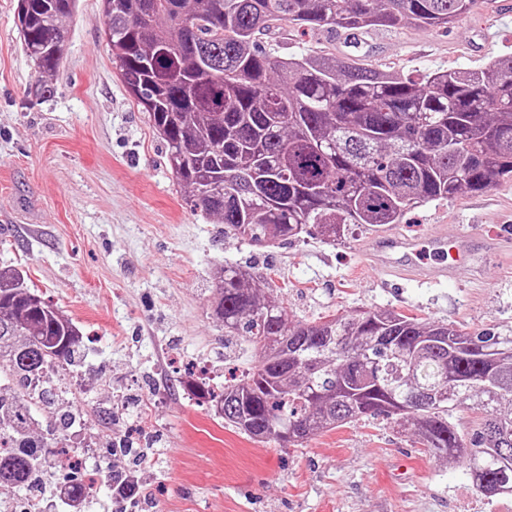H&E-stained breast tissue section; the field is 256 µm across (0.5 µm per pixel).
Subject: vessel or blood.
<instances>
[{"instance_id": "vessel-or-blood-1", "label": "vessel or blood", "mask_w": 512, "mask_h": 512, "mask_svg": "<svg viewBox=\"0 0 512 512\" xmlns=\"http://www.w3.org/2000/svg\"><path fill=\"white\" fill-rule=\"evenodd\" d=\"M376 244V251L366 254V261L383 275L400 280L451 277L459 268V258L471 255L468 238L451 224L429 238L381 234Z\"/></svg>"}]
</instances>
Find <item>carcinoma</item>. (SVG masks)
<instances>
[{"label": "carcinoma", "instance_id": "obj_1", "mask_svg": "<svg viewBox=\"0 0 512 512\" xmlns=\"http://www.w3.org/2000/svg\"><path fill=\"white\" fill-rule=\"evenodd\" d=\"M22 47L43 77L63 62L78 0H25ZM104 39L123 84L167 147L194 209L242 240L286 242L315 225L339 241L349 224L377 232L412 207L482 193L512 177V57L479 70L414 79L317 53L260 46L275 21L347 31L405 25L448 29L477 0H107ZM271 274L220 267L212 315L258 365L224 385L214 413L259 442L293 441L368 416H396L435 458L463 463L474 488L512 495V336L463 333L389 309L289 317ZM13 266L0 267V377L53 375L81 354L78 328ZM27 392L0 393V491L30 493L63 474L72 500L91 491L52 450L61 416L31 428ZM479 414L464 434L449 421ZM110 489L138 493L126 471Z\"/></svg>", "mask_w": 512, "mask_h": 512}]
</instances>
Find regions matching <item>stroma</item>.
I'll list each match as a JSON object with an SVG mask.
<instances>
[{"label":"stroma","instance_id":"obj_1","mask_svg":"<svg viewBox=\"0 0 512 512\" xmlns=\"http://www.w3.org/2000/svg\"><path fill=\"white\" fill-rule=\"evenodd\" d=\"M512 0H479L452 28L404 26L351 38L282 23L276 54L306 50L409 77L478 70L512 56ZM99 0H80L51 97L30 94L34 66L22 49L17 0H0V266L26 272L43 298L72 319L83 356L67 367L87 428L77 448L89 467L126 469L103 456L127 440L165 449L143 471L152 497L138 512H512V498L477 492L462 466L437 461L396 418L375 416L302 444L257 443L186 394L181 381L207 366L210 386L258 362L225 341L208 313L216 268L273 269L291 318L387 308L476 334L512 336V252L487 253L489 236L512 239V179L409 211L400 229L424 236L458 225L479 251L457 278L383 282L363 259L375 241L354 226L329 242L252 244L193 210L149 117L128 95L103 39ZM156 395L142 429L145 397ZM113 411L98 423L96 412Z\"/></svg>","mask_w":512,"mask_h":512}]
</instances>
